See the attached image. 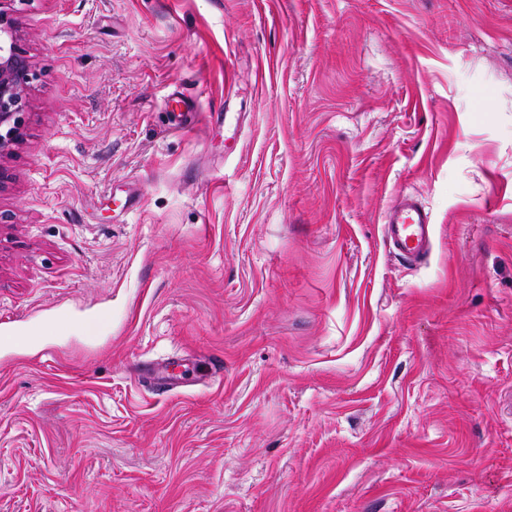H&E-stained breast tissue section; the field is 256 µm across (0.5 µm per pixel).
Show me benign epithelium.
Instances as JSON below:
<instances>
[{
  "instance_id": "obj_1",
  "label": "benign epithelium",
  "mask_w": 512,
  "mask_h": 512,
  "mask_svg": "<svg viewBox=\"0 0 512 512\" xmlns=\"http://www.w3.org/2000/svg\"><path fill=\"white\" fill-rule=\"evenodd\" d=\"M11 0H0V158L19 143L24 127L31 60L10 15Z\"/></svg>"
}]
</instances>
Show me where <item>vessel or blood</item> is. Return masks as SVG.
<instances>
[{"label": "vessel or blood", "mask_w": 512, "mask_h": 512, "mask_svg": "<svg viewBox=\"0 0 512 512\" xmlns=\"http://www.w3.org/2000/svg\"><path fill=\"white\" fill-rule=\"evenodd\" d=\"M431 212L413 196H399L384 215L383 237L405 262L416 264L428 253L433 235Z\"/></svg>", "instance_id": "obj_1"}]
</instances>
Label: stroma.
<instances>
[{
  "instance_id": "stroma-1",
  "label": "stroma",
  "mask_w": 512,
  "mask_h": 512,
  "mask_svg": "<svg viewBox=\"0 0 512 512\" xmlns=\"http://www.w3.org/2000/svg\"><path fill=\"white\" fill-rule=\"evenodd\" d=\"M11 17L0 512H512V0ZM11 1H0V159L21 140L27 91L34 75L10 15ZM433 224L431 212L413 196L403 194L384 215L383 237L402 260L417 264L428 253ZM171 362L172 361L158 364L157 366L147 370L149 374L150 386L152 390L158 394L171 392L175 388V384L168 380V378L165 376V370L167 371L168 377L170 379L180 378V376L169 371L170 366L173 364Z\"/></svg>"
}]
</instances>
